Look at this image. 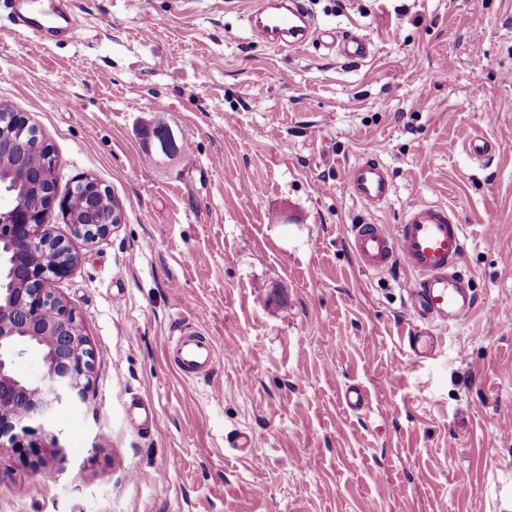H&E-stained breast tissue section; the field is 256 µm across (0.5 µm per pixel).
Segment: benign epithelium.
I'll return each instance as SVG.
<instances>
[{"label":"benign epithelium","mask_w":512,"mask_h":512,"mask_svg":"<svg viewBox=\"0 0 512 512\" xmlns=\"http://www.w3.org/2000/svg\"><path fill=\"white\" fill-rule=\"evenodd\" d=\"M29 121L0 107V163L13 161L18 184L35 174L22 166L37 150L45 163L57 160L43 136L31 139ZM103 198L92 224H76L69 198L52 187L34 195L5 196L0 205V447L8 441L34 470L46 468L54 451L37 443L34 423L49 419L61 407L85 403L94 372L93 351L71 305L53 288L77 263L70 246L50 230L55 214L71 224L74 235L93 242L123 221L119 202L105 198L106 189L90 175L74 181L71 192ZM41 352L42 371L30 378L16 369L28 348Z\"/></svg>","instance_id":"benign-epithelium-1"}]
</instances>
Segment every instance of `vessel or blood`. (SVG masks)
<instances>
[{
	"label": "vessel or blood",
	"instance_id": "vessel-or-blood-1",
	"mask_svg": "<svg viewBox=\"0 0 512 512\" xmlns=\"http://www.w3.org/2000/svg\"><path fill=\"white\" fill-rule=\"evenodd\" d=\"M256 15L252 33L263 42L295 46L316 34L303 0H265ZM326 38L347 59L368 53V44L360 37L330 32ZM345 183L352 196L368 206L383 203L392 193L387 169L372 156L353 163ZM348 240L363 271L381 274L400 266L413 274L410 300L427 321L454 326L475 310L477 297L462 269L466 236L446 205H412L400 224L351 225ZM214 355L213 344L200 337L183 345L178 364L190 374L210 363Z\"/></svg>",
	"mask_w": 512,
	"mask_h": 512
}]
</instances>
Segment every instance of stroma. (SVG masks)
Segmentation results:
<instances>
[{
	"label": "stroma",
	"instance_id": "stroma-1",
	"mask_svg": "<svg viewBox=\"0 0 512 512\" xmlns=\"http://www.w3.org/2000/svg\"><path fill=\"white\" fill-rule=\"evenodd\" d=\"M254 2L73 0L41 43L0 4V104L41 131L58 195L88 174L123 209L92 242L50 226L93 382L45 423L47 470L0 449V512H512V0H306L369 42L357 63L254 39ZM158 123L191 158L146 162ZM365 155L393 180L376 208L344 183ZM417 202L462 224L479 303L424 359L411 275L363 272L346 234ZM184 336L211 367L182 373Z\"/></svg>",
	"mask_w": 512,
	"mask_h": 512
}]
</instances>
